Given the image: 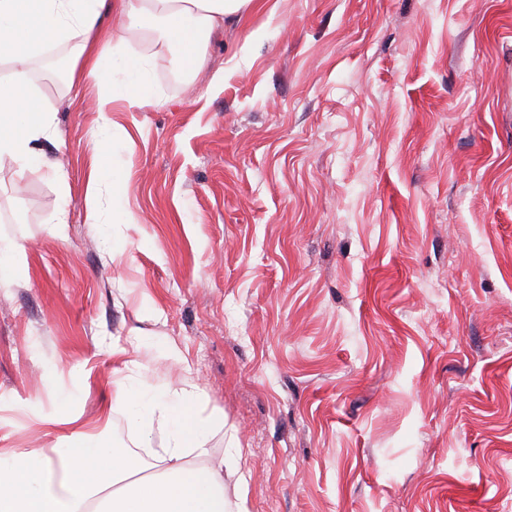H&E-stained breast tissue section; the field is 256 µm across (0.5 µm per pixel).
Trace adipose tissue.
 Here are the masks:
<instances>
[{
	"instance_id": "ef3b65f1",
	"label": "adipose tissue",
	"mask_w": 512,
	"mask_h": 512,
	"mask_svg": "<svg viewBox=\"0 0 512 512\" xmlns=\"http://www.w3.org/2000/svg\"><path fill=\"white\" fill-rule=\"evenodd\" d=\"M255 0H0V162L17 174L54 168L40 145L52 111L35 90L29 64L50 45L70 43L71 72L103 82L106 93L92 101L100 123L97 160L87 173L85 207L99 224L104 251L116 258L108 225L99 222L103 190L113 213L125 223L126 171L109 161L126 131L110 116L114 100L147 110L159 97L149 63L130 46V30L161 31L187 72L206 63L209 37L224 23L254 7ZM112 30L111 46L98 37ZM134 360L122 363L111 408L123 412L138 448L116 447L94 435L73 432L46 448H0V512H224V461L212 458L204 438L213 421L198 408V394L186 388L156 393L137 383ZM164 443L151 447L153 432ZM149 449L142 458L141 449Z\"/></svg>"
}]
</instances>
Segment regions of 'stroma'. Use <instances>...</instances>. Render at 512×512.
Instances as JSON below:
<instances>
[{
    "label": "stroma",
    "mask_w": 512,
    "mask_h": 512,
    "mask_svg": "<svg viewBox=\"0 0 512 512\" xmlns=\"http://www.w3.org/2000/svg\"><path fill=\"white\" fill-rule=\"evenodd\" d=\"M260 2L175 85L130 34L160 96L111 112L136 218L103 210L112 263L84 212L104 86L34 64L63 170L0 163V244L25 248L0 275V448H134L102 414L112 370L179 388L176 348L227 512H512V0Z\"/></svg>",
    "instance_id": "stroma-1"
}]
</instances>
